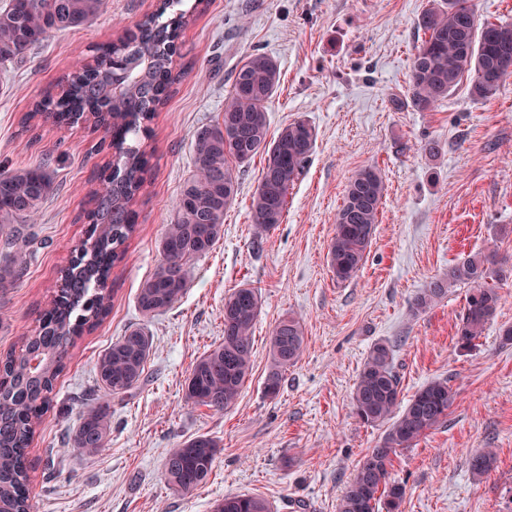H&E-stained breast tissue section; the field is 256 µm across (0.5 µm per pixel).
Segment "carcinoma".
Segmentation results:
<instances>
[{
	"instance_id": "1",
	"label": "carcinoma",
	"mask_w": 512,
	"mask_h": 512,
	"mask_svg": "<svg viewBox=\"0 0 512 512\" xmlns=\"http://www.w3.org/2000/svg\"><path fill=\"white\" fill-rule=\"evenodd\" d=\"M106 0H0V70L23 62L50 34L85 26L103 11ZM182 0H160L157 9L112 43V71L75 63L61 91L45 92L32 104L23 124L39 117L58 125L99 127V111L108 114L112 170L89 193L86 238L71 251L66 285L41 311L35 329L17 349L0 357V512H32L34 471L31 447L41 417L52 401L55 383L70 351L108 315L112 270L123 260L127 242L138 230L135 206L149 174L143 140L149 122L180 81L176 70L181 31L193 14L178 9ZM423 34L414 56L409 92L391 98L397 110L428 112L469 82L473 100L495 96L512 78V24L478 25L470 0H433L416 21ZM280 80L279 65L264 53L246 55L235 68L221 120L199 129L192 141L191 176L181 187L176 217L159 240L162 260L139 285L136 306L150 319L170 309L189 286L187 264L209 253L224 235V212L236 199L240 169L263 156L262 175L251 204L255 241L281 223L288 191L303 173L316 143L315 129L294 121L269 137L267 103ZM49 159L23 168H0V234L8 256L0 261V288L12 287L30 259L21 225L38 212L54 190ZM385 193L380 170L356 171L348 181L336 214L328 262L338 283L356 278L372 246ZM507 270L481 254L469 255L432 280L416 297L413 312H423L448 289L468 288L456 336L467 348L494 318L500 295L497 283ZM512 275V269L507 271ZM261 310L257 289L241 286L224 296V338L193 363L185 381V399L193 406L222 412L241 396L253 370V328ZM305 343L300 319L281 320L270 336L267 396L279 394L283 374L300 357ZM152 339L132 326L98 357L99 395L79 411L68 443L95 455L112 434V397L126 394L145 379ZM400 378L393 349L374 344L352 394V408L365 424L386 426L381 441L361 458L345 488L338 512H399L404 487L389 479L398 449L412 448L425 433L443 423L456 400L448 380L434 379L401 404ZM218 441L206 434L170 449L163 478L173 491L188 496L205 485L218 454ZM495 453L488 449L469 459L476 478L488 474ZM214 512H271L269 502L253 494L226 495Z\"/></svg>"
}]
</instances>
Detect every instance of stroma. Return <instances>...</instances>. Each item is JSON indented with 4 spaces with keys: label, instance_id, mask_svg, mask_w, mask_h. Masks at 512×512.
Instances as JSON below:
<instances>
[{
    "label": "stroma",
    "instance_id": "stroma-1",
    "mask_svg": "<svg viewBox=\"0 0 512 512\" xmlns=\"http://www.w3.org/2000/svg\"><path fill=\"white\" fill-rule=\"evenodd\" d=\"M157 0H108L94 22L51 34L27 60L0 72V165L48 156L55 191L24 233L32 258L13 287L0 290V354L36 325L60 285L70 252L85 236L87 193L107 151L83 127L21 119L96 46L155 10ZM429 0H200L181 33L183 71L174 95L150 123L151 176L136 210L139 228L112 275V310L72 350L31 451L35 512H212L228 494H258L272 512H337L359 460L384 430L363 424L352 393L370 348L393 349L401 397L447 379L457 394L445 422L393 457L390 478L405 487L401 512H512V278L501 282L494 320L472 349L459 346L467 290L451 289L426 311L412 302L431 280L473 253L512 261V79L490 100L460 85L434 111L394 110L407 93ZM264 53L281 70L268 103L271 132L303 119L315 129L314 152L291 187L280 224L255 241L251 199L263 160L239 174L224 235L188 264L189 287L169 310L142 319L139 284L161 260L158 242L174 219L191 173L198 129L224 110L231 74L244 56ZM435 139L437 157L422 149ZM375 167L385 181L379 224L359 275L336 282L328 248L346 185ZM248 284L262 307L254 327L253 371L236 404L215 412L191 407L183 391L191 366L224 336V296ZM301 317L304 350L284 374L277 397L264 392L269 337L288 316ZM144 325L153 338L147 376L112 399V434L96 456L67 445L99 354L125 330ZM208 434L220 444L208 483L193 495L162 476L169 448ZM492 449L496 464L474 479L468 459Z\"/></svg>",
    "mask_w": 512,
    "mask_h": 512
}]
</instances>
